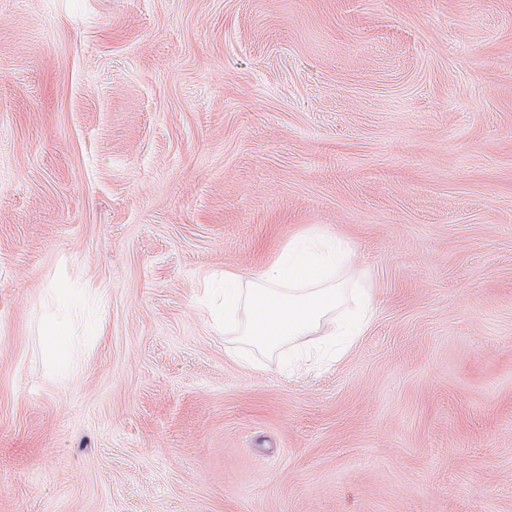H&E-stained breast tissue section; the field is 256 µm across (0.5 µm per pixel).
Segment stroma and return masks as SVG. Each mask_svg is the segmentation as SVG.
I'll use <instances>...</instances> for the list:
<instances>
[{
    "label": "stroma",
    "mask_w": 512,
    "mask_h": 512,
    "mask_svg": "<svg viewBox=\"0 0 512 512\" xmlns=\"http://www.w3.org/2000/svg\"><path fill=\"white\" fill-rule=\"evenodd\" d=\"M308 231L292 372L206 290ZM0 512H512V0H0ZM45 336H47V341L44 353L47 359L54 363H69V358L67 356V341L64 333L56 328H52Z\"/></svg>",
    "instance_id": "1"
}]
</instances>
